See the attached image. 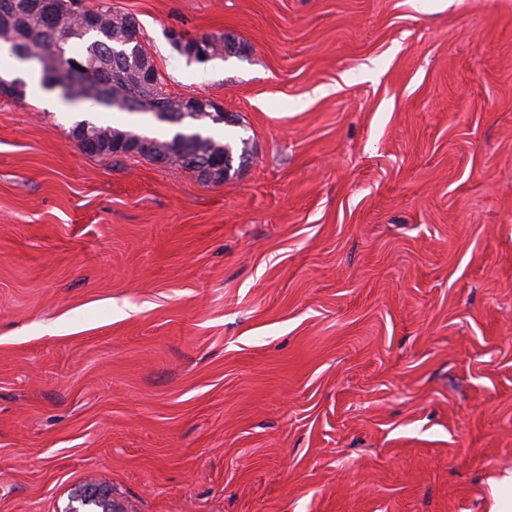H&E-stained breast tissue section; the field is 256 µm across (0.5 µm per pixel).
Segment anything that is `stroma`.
<instances>
[{"label":"stroma","instance_id":"1","mask_svg":"<svg viewBox=\"0 0 512 512\" xmlns=\"http://www.w3.org/2000/svg\"><path fill=\"white\" fill-rule=\"evenodd\" d=\"M231 180L0 96V512H491L512 477V0H84ZM224 33L198 62L171 31ZM91 119L170 138L175 126ZM198 38L205 40L209 43L211 58L218 56L225 57L234 55L233 53H230L234 50L242 52L241 45L238 42L236 43L235 39H230L227 35H224V33L202 34L197 37H189L187 38V40L188 42H190ZM200 39H198L193 46V55L198 53L201 56L205 55L204 43ZM183 96L188 98V100H192L191 111H193V108L198 109L201 106L205 109L207 103H209L215 106L218 112H198V117L190 118L183 124H178L183 130L176 132L171 138L160 140L154 137L155 140L142 145H139L140 143L137 140H128L117 144L132 131L112 130L109 126H98L86 120L77 122L71 128L70 134L88 125V130H86L84 136L93 141V147L90 150L85 148L83 141L76 137L75 134H71V136L79 144L82 151L89 155H113L116 144V148L120 152L139 145L135 153H126V155H139L151 161L167 165H177L195 171L205 182L224 183L230 175H233L230 173L231 170L233 169L235 172L234 166L217 167L214 170L204 172L199 164L211 160H220L226 154L234 156L236 149L226 138H224L223 143L208 134L203 122L209 121L213 125L235 124L234 120L231 119L232 114L222 112L224 104L220 101L194 94H184ZM89 488L94 490L89 493ZM80 490H84V494L80 499L73 497V505L74 503L77 505H74L70 512H113V501L108 488L87 484L81 487Z\"/></svg>","mask_w":512,"mask_h":512}]
</instances>
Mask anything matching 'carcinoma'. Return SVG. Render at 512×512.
<instances>
[{
  "instance_id": "obj_1",
  "label": "carcinoma",
  "mask_w": 512,
  "mask_h": 512,
  "mask_svg": "<svg viewBox=\"0 0 512 512\" xmlns=\"http://www.w3.org/2000/svg\"><path fill=\"white\" fill-rule=\"evenodd\" d=\"M76 2L52 0V21L33 13L15 26H0V41L9 45L16 59L39 64L53 56L54 48L59 45L63 56L55 60V69L65 71L78 64L104 82L103 93L109 98L119 96L138 108L164 106L172 112L180 111L184 107L183 100L165 90L153 59L129 30L135 18L111 6H101L94 10V19L89 21L86 14L78 12ZM200 39L209 43L213 57H225L234 50H242L240 44L222 33L202 34ZM207 121L214 125L234 123L227 112H201L181 124L182 130L171 138H157L142 144L136 154L151 161L191 169L205 182L222 184L230 176L231 167L205 172L200 164L220 160L226 154H236L238 159L247 162L248 142L240 139L241 147L237 150L230 141L215 139L207 133ZM84 126L88 127L85 136L93 141V147L87 151L89 155H112L115 145L127 136L125 131L86 120L76 123L72 130ZM82 490L84 494L74 500L71 512H112L109 489L87 484Z\"/></svg>"
}]
</instances>
